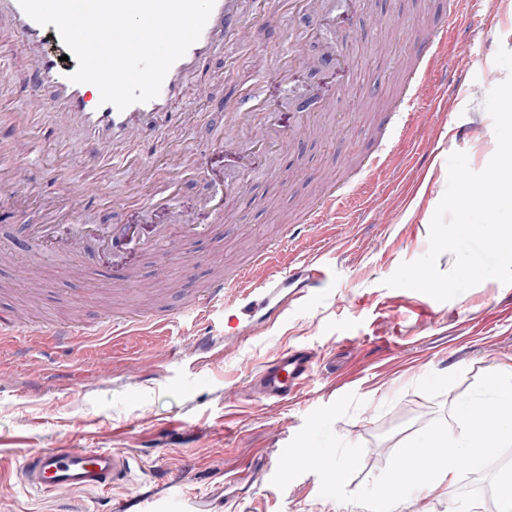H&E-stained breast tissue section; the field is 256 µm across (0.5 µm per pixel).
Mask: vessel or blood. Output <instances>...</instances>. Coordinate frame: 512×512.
I'll list each match as a JSON object with an SVG mask.
<instances>
[{
	"label": "vessel or blood",
	"instance_id": "b4317fda",
	"mask_svg": "<svg viewBox=\"0 0 512 512\" xmlns=\"http://www.w3.org/2000/svg\"><path fill=\"white\" fill-rule=\"evenodd\" d=\"M452 15H442L431 33L419 44L417 56L419 68L408 76L406 89L399 96L400 112L395 118V130L401 131L419 124L421 115L407 111L406 105L421 86L439 55L448 46V28ZM7 23L20 49L28 61L30 78L27 85L30 97H37L41 88H52L55 94L57 120L50 134L57 143L66 142L72 132H82L97 145L96 159L109 157L121 144L133 139L143 128L155 123L160 115L170 114L179 99L186 79L222 45L224 40L249 42L251 29L243 21L239 0H215L211 14L199 39L168 70L159 94L150 101L135 103L125 109L101 100L97 86L91 83H75L69 80V68L42 48L44 38L57 37L55 26H44L32 19L22 8L19 0H0V23ZM257 104L251 95H244L235 111L226 113L224 127L229 134L225 144L251 159L254 147L262 141L279 142L284 132L275 113H266L260 129H252L246 117L254 112ZM32 123L28 112L7 111L0 101V124L13 127L17 135L9 144L0 143V190H22L18 177L17 156L31 149L27 131ZM200 166L194 154L172 148L167 154L166 168L169 183H177L194 173ZM124 167L129 178L127 198L113 199L116 207L124 206L126 199L136 198L141 182L154 175L152 167L139 157L125 158ZM353 195L350 184L329 188L303 213L301 228H325L340 222ZM169 236V228L156 226L150 238H138L133 226L112 225L98 239V246L112 257L113 269L127 271L132 249L156 251ZM327 279L325 266L314 260L293 261L286 259L281 242L265 238L256 239L249 262L230 276L218 275L199 290L197 299L190 302L185 312L198 319H206L213 309H223L233 336H255L272 324L288 308L292 290L297 286L316 288ZM168 314L144 317L129 314L123 317L111 315L100 319L91 327L63 324L54 330L55 348L64 350L66 356L78 358L83 352V337H109L139 330L146 324H167ZM312 366L300 352H284L267 365L260 377L265 398L283 401L300 390L308 380ZM129 469V461L112 452L93 448H51L27 456L22 475L25 481L40 490L53 492L81 488L101 490L123 480ZM190 502L183 497L148 496L138 502L139 512H188Z\"/></svg>",
	"mask_w": 512,
	"mask_h": 512
}]
</instances>
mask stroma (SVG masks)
Wrapping results in <instances>:
<instances>
[{
  "instance_id": "35a3bbf8",
  "label": "stroma",
  "mask_w": 512,
  "mask_h": 512,
  "mask_svg": "<svg viewBox=\"0 0 512 512\" xmlns=\"http://www.w3.org/2000/svg\"><path fill=\"white\" fill-rule=\"evenodd\" d=\"M446 0H364L349 12H326L286 0H243L250 45L225 42L198 76L188 79L175 105L177 125L160 122L147 136L115 151L110 173L88 168L91 144L75 138L71 166L59 176L50 91H42L31 152L17 165L27 192L0 198V313L51 330L62 322L93 323L101 311L140 308L145 294L157 308L192 299L222 270L236 268L254 236L282 238L328 183L356 178L363 156L376 146L377 124L392 111L414 62L418 39L447 9ZM386 14L382 30L364 28V11ZM512 51V0L461 6L446 55L419 90L425 123L404 130L392 144L390 166L367 181L348 221L331 228L320 244L288 241L290 256L316 255L329 270L321 290L301 293L283 316L257 336L224 341V315L208 322L181 317L145 336L90 342L76 361L47 358L35 337L0 339V512H110L135 497L162 491L156 476L173 473L181 492L210 512H365L320 494V479L307 472L285 489L272 483L285 447L317 408L352 393L363 404L337 419L335 433L364 447L348 491L381 474L395 451L436 420L451 434L461 426L450 410L487 368L512 362V285L485 280L448 301L389 288L385 279L429 250V229L447 187L448 159L465 153L482 171L497 150L488 93L506 80L496 64L499 48ZM304 52L314 70L291 69L288 83L273 75L285 57ZM266 58V71L254 63ZM8 104L29 107L20 48L0 26V86ZM278 113L290 138L262 160L242 193L225 182L240 172L237 153L224 147V114L244 93ZM465 129L449 139V127ZM183 142L202 165L185 180L168 207L143 217L138 202L116 207L124 193L120 163L126 151L160 167L169 148ZM98 183L78 223L170 224L175 214L207 224L209 236L167 243L158 253L133 254V279L109 274V261L88 240L82 254L51 251L25 238L23 229L45 220L41 201L65 200V182ZM223 223H215V208ZM210 330L213 345L194 348L195 334ZM290 350L313 357V371L298 395L282 403L253 392L251 381L266 364ZM80 445L127 457L132 472L105 491L75 489L47 494L21 477L25 457L48 448ZM478 475L426 501L408 497L397 512H469L485 504Z\"/></svg>"
}]
</instances>
